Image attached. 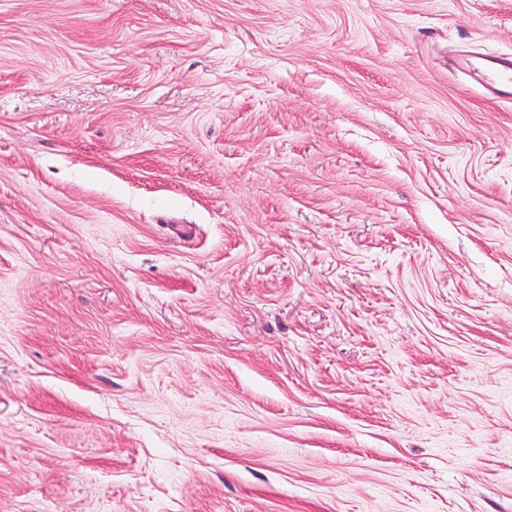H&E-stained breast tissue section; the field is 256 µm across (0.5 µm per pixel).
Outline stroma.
<instances>
[{"label":"stroma","mask_w":512,"mask_h":512,"mask_svg":"<svg viewBox=\"0 0 512 512\" xmlns=\"http://www.w3.org/2000/svg\"><path fill=\"white\" fill-rule=\"evenodd\" d=\"M512 0H0V512H512ZM455 63L471 73L473 80L489 89L495 98L512 100V57L483 56L478 60L457 58Z\"/></svg>","instance_id":"35a3bbf8"}]
</instances>
